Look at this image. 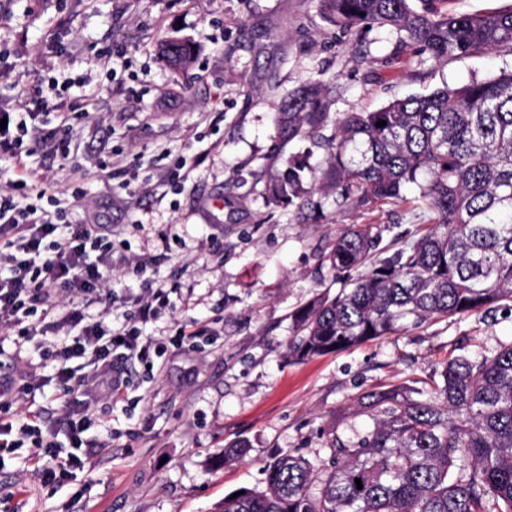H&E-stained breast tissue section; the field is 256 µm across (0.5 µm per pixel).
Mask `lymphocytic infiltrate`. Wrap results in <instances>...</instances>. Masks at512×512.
<instances>
[{
  "instance_id": "f902f5d3",
  "label": "lymphocytic infiltrate",
  "mask_w": 512,
  "mask_h": 512,
  "mask_svg": "<svg viewBox=\"0 0 512 512\" xmlns=\"http://www.w3.org/2000/svg\"><path fill=\"white\" fill-rule=\"evenodd\" d=\"M58 81L37 89L25 117L15 118L0 94V327L24 342L51 339L55 376L66 396L0 417V449L31 447L33 460L50 458L45 481L58 482L83 468L98 445L85 436L100 404L121 400L132 363L147 365L161 349L144 329L172 310L176 285L157 277L156 262L141 259L126 276L140 281L139 293L118 295L112 286V235L101 224L71 223L64 211L40 210L35 169L26 157L46 148L66 151V127L29 137V122L54 109ZM65 432L70 453L54 438Z\"/></svg>"
}]
</instances>
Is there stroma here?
I'll list each match as a JSON object with an SVG mask.
<instances>
[{
  "mask_svg": "<svg viewBox=\"0 0 512 512\" xmlns=\"http://www.w3.org/2000/svg\"><path fill=\"white\" fill-rule=\"evenodd\" d=\"M167 37L195 48L184 73L171 74L156 53ZM399 40L387 28L352 40L317 0H0V45L10 51L0 88L14 108L52 78L77 79L88 96L69 157L41 151L35 167L52 185L105 156L85 198L63 205L78 223L110 225L114 259L157 258L159 279L179 287L175 311L145 328L165 355L149 376L134 365L127 402L88 432L102 452L60 484L41 482L29 449L0 452V512H214L233 491L262 488L274 458L316 466L332 435L368 428L367 417L350 415L362 394L433 384L449 358L491 356L512 342L505 305L329 355H288L291 311L337 288L326 255L341 228L377 224L389 242L432 214L410 204L354 208L312 183L301 202L269 204L265 187L288 159L324 168L334 134L329 126L275 151L283 98L322 80L330 111L360 112L512 69L505 51L446 61ZM120 48L135 58L118 84L95 57ZM178 157L189 170L179 190H141L142 176ZM193 320L215 342L173 347ZM236 442L248 445L246 460L216 465Z\"/></svg>",
  "mask_w": 512,
  "mask_h": 512,
  "instance_id": "1",
  "label": "stroma"
}]
</instances>
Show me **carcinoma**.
<instances>
[{
	"mask_svg": "<svg viewBox=\"0 0 512 512\" xmlns=\"http://www.w3.org/2000/svg\"><path fill=\"white\" fill-rule=\"evenodd\" d=\"M432 2L419 10L409 0L319 6L346 33L390 27L434 59L512 52V9L450 14ZM158 54L176 73L193 61L184 39L161 41ZM327 93L318 81L281 102L280 139L311 138L330 124L336 135L321 173L289 160L269 182L268 202L293 203L308 180L340 189L355 206L406 203L405 187L416 184L414 202L433 223L383 248L372 224L337 234L327 261L340 288L292 312L288 354L319 357L335 344L347 349L512 304V71L365 112L333 113ZM358 406L372 428L334 436L320 475L300 455L278 457L264 467L263 490L243 487L215 512H512V344L491 358L455 356L440 382L375 390ZM246 454L234 443L218 461Z\"/></svg>",
	"mask_w": 512,
	"mask_h": 512,
	"instance_id": "1",
	"label": "carcinoma"
}]
</instances>
